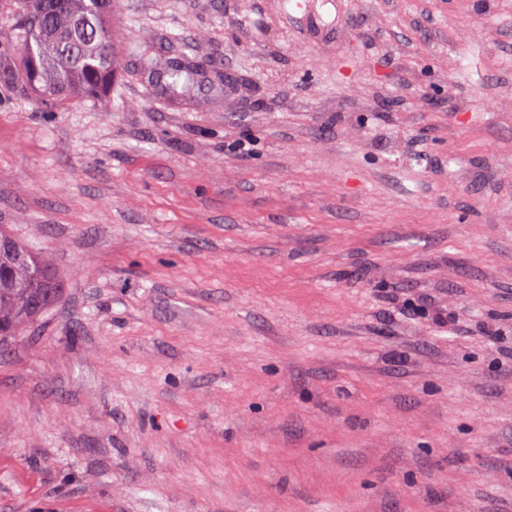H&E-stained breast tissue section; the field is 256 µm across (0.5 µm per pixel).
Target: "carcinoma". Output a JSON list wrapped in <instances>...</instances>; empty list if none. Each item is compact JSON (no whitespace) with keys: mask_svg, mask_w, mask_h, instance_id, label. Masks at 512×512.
Masks as SVG:
<instances>
[{"mask_svg":"<svg viewBox=\"0 0 512 512\" xmlns=\"http://www.w3.org/2000/svg\"><path fill=\"white\" fill-rule=\"evenodd\" d=\"M14 35L0 39V86H20L51 105L75 96L104 98L121 67L112 42V0H46L44 14L30 10L33 0H11ZM167 93L183 98L194 90L193 71L171 64ZM29 264L0 261L11 273L0 278V336L13 338L26 328L23 316L37 320L62 295L52 263L1 228Z\"/></svg>","mask_w":512,"mask_h":512,"instance_id":"1","label":"carcinoma"}]
</instances>
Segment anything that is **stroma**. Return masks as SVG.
Returning <instances> with one entry per match:
<instances>
[{
    "instance_id": "35a3bbf8",
    "label": "stroma",
    "mask_w": 512,
    "mask_h": 512,
    "mask_svg": "<svg viewBox=\"0 0 512 512\" xmlns=\"http://www.w3.org/2000/svg\"><path fill=\"white\" fill-rule=\"evenodd\" d=\"M112 36L106 98L0 92V225L64 289L0 352V512H512V0ZM168 77L170 81H166ZM167 93L173 98L189 96L194 90L193 71L173 62L168 71L161 76Z\"/></svg>"
}]
</instances>
